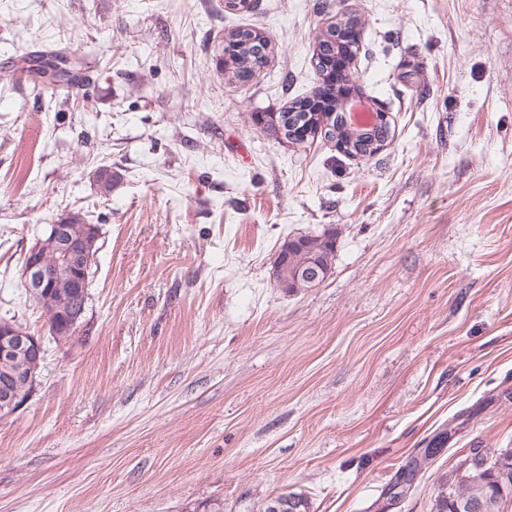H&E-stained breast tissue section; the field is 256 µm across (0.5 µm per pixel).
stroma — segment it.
<instances>
[{
    "mask_svg": "<svg viewBox=\"0 0 512 512\" xmlns=\"http://www.w3.org/2000/svg\"><path fill=\"white\" fill-rule=\"evenodd\" d=\"M345 12L391 126L369 159L267 122ZM244 26L271 53L238 83ZM49 52L90 84L14 78ZM69 210L101 230L88 325L0 417V512H376L446 432L393 510L436 512L472 449L512 448V0H0V317L35 335L25 254ZM330 227L329 277L279 288L283 240ZM224 41V54L228 55L224 71L229 74V80L246 79L266 64L269 46L261 32L239 28L230 31ZM447 439L448 436L445 435V433L435 436L430 442L428 448H425L424 454L420 456L419 463L417 462V457H415L412 460L415 463L409 468V470L404 472L401 471L397 474L395 482L382 494L383 502L378 506L379 511H389L393 506L398 504V501L410 489H412V484L414 483L418 473L422 471L424 463L430 460L431 457L435 456L442 449L444 442Z\"/></svg>",
    "mask_w": 512,
    "mask_h": 512,
    "instance_id": "1",
    "label": "stroma"
}]
</instances>
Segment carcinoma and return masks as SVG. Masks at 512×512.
<instances>
[{
  "label": "carcinoma",
  "mask_w": 512,
  "mask_h": 512,
  "mask_svg": "<svg viewBox=\"0 0 512 512\" xmlns=\"http://www.w3.org/2000/svg\"><path fill=\"white\" fill-rule=\"evenodd\" d=\"M357 27L358 19L349 17L337 23L339 29H352L349 36L341 38L334 31L315 35L318 43L315 63L318 85L312 96L292 100L278 114V123L286 138L305 142L322 132L325 138L335 142V146L343 148V153L351 157H371L378 151V143L388 139L389 125L386 122L374 126L364 136L347 125L343 119L339 89L324 79L325 72L336 64V57L344 56L351 60L359 53L360 32L356 31ZM268 49V42L261 32L251 28L232 30L225 36L224 54L228 59L224 61V71L231 79H246L266 64ZM66 63L67 60L58 56L38 58L34 73L43 78L40 91L70 81L71 71ZM300 241L302 245L288 247V269L279 276L292 293L297 288L288 283L289 274L297 273L311 258L324 267L334 259V244L310 241L303 236ZM447 439L443 433L435 436L420 460L409 470L397 474L395 482L382 494L379 512H388L412 489L424 463L442 449ZM479 457L487 461V469L493 468L495 473H479L475 464H470L458 486L437 501V512H504L505 505L512 502V448H501L491 456L481 453Z\"/></svg>",
  "instance_id": "carcinoma-1"
}]
</instances>
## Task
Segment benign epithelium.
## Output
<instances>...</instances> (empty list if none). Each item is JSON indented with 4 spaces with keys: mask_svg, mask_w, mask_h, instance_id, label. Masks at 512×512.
Here are the masks:
<instances>
[{
    "mask_svg": "<svg viewBox=\"0 0 512 512\" xmlns=\"http://www.w3.org/2000/svg\"><path fill=\"white\" fill-rule=\"evenodd\" d=\"M74 217L75 212H68L47 226L53 258L45 255L41 237L27 252L23 265L26 293L40 303L48 301L45 317L51 326L50 339L59 347L70 344L71 335L84 327L89 271L100 238L96 224L85 225L83 235L74 237L69 228ZM45 352L44 337L25 331L11 319L0 320V359L24 360L19 369L0 380L1 412L18 405V382L35 383Z\"/></svg>",
    "mask_w": 512,
    "mask_h": 512,
    "instance_id": "obj_1",
    "label": "benign epithelium"
}]
</instances>
